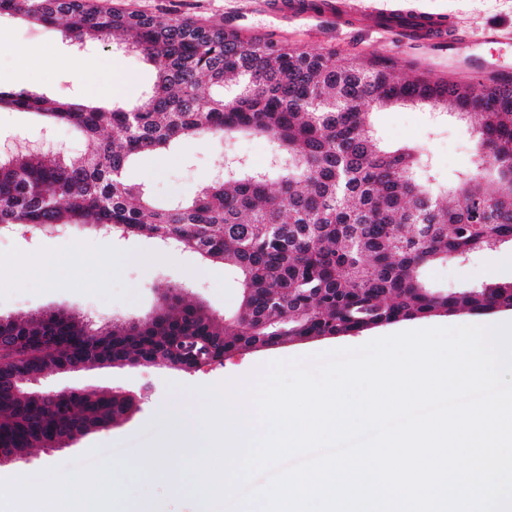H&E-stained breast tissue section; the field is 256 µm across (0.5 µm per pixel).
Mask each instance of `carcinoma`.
<instances>
[{
    "mask_svg": "<svg viewBox=\"0 0 512 512\" xmlns=\"http://www.w3.org/2000/svg\"><path fill=\"white\" fill-rule=\"evenodd\" d=\"M62 24L78 44L120 41L151 62L156 81L137 104L108 108L57 102L0 87V109L71 127L78 155L30 150L0 157V229L53 224L147 235L239 277L241 303L222 319L169 294L156 317L96 331L89 359L143 361L178 370L259 348L357 335L405 320L512 309V283L439 291L423 280L437 262L512 242V76L489 87L399 79L383 58L306 54L245 39L188 16L104 9L96 0H0V16ZM405 103L476 118L481 166L436 190L422 154L384 148L372 114ZM259 135L268 166L226 160L221 176L187 201L156 203L132 183L133 163L174 143ZM44 314L13 321L19 341L0 349V375L62 363ZM89 392L67 408L32 409L0 394V446L24 453L43 428L87 435L132 411L116 396L103 409Z\"/></svg>",
    "mask_w": 512,
    "mask_h": 512,
    "instance_id": "obj_1",
    "label": "carcinoma"
}]
</instances>
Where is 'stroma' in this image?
Returning <instances> with one entry per match:
<instances>
[{
  "mask_svg": "<svg viewBox=\"0 0 512 512\" xmlns=\"http://www.w3.org/2000/svg\"><path fill=\"white\" fill-rule=\"evenodd\" d=\"M99 4L146 14L190 15L203 22L217 21L248 38L272 39L301 52L381 55L398 60V76L465 82L461 60L447 52L402 45L374 24L351 32L317 16L288 18L275 14L270 0H98ZM418 10L455 13L471 32L512 22V0H412ZM74 51L59 29L20 16L0 18V85L28 89L60 101H84L87 78L111 74L113 102L133 104L143 98L155 80V69L139 53L109 43H90L80 52L84 75L54 65L61 54ZM373 128L386 147L418 146L433 182L454 185L455 176L467 167L475 143L472 124L452 114L423 105L380 111ZM50 139L65 144L68 152L83 151L84 142L65 125H49L26 112L0 111V147H31ZM235 155L257 168L266 167L270 144L261 138L231 141L210 139L181 143L144 157L129 172L132 182L145 184L155 200L166 202L195 195L199 185ZM425 280L436 287L455 289L484 283L512 282V246L471 254L466 262H441L430 266ZM181 288L186 300L200 303L219 316H232L239 307L237 275L223 264L166 248L149 236L123 237L75 226L67 238L39 231L23 237L0 233V315L24 319L52 309H66L82 316L93 327L118 320H144L158 306V288ZM396 325L383 326L358 336L310 340L271 348L226 360L224 365L199 371L166 366L138 368L91 367L79 372L57 373L43 379L49 388L77 387L88 391L121 390L133 393L138 409L125 422L87 435L68 446L34 448L22 459L8 463L11 471L39 475L37 498L50 496L55 487L84 475L107 471L120 488L118 504L135 512L141 501H151L155 512H199L192 490L176 495L171 487L183 483L174 428L175 411L191 413L198 388L221 382L238 384L259 366L297 359L314 360L337 349H354L394 334ZM160 449L155 463L139 462L143 449Z\"/></svg>",
  "mask_w": 512,
  "mask_h": 512,
  "instance_id": "35a3bbf8",
  "label": "stroma"
}]
</instances>
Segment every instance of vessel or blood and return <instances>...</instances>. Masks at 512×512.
<instances>
[{"mask_svg": "<svg viewBox=\"0 0 512 512\" xmlns=\"http://www.w3.org/2000/svg\"><path fill=\"white\" fill-rule=\"evenodd\" d=\"M313 3L322 16L335 19L337 24L356 27L370 17L381 31L395 33L403 43L429 49L449 48L468 70L477 74L485 71L484 64L468 54L469 43L460 38L453 15L421 12L407 7L403 0H391L386 9L378 7L377 0H274L272 9L288 16L305 15Z\"/></svg>", "mask_w": 512, "mask_h": 512, "instance_id": "obj_1", "label": "vessel or blood"}]
</instances>
